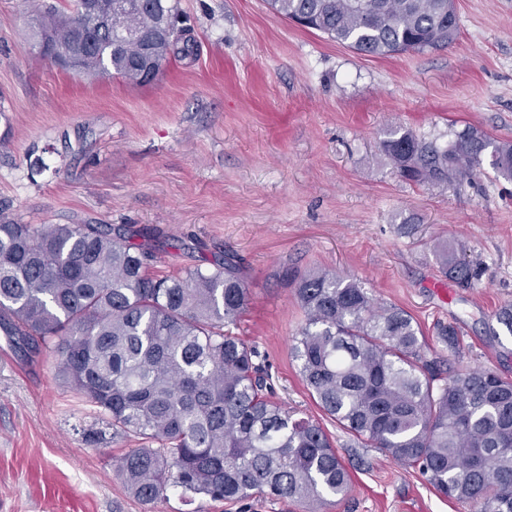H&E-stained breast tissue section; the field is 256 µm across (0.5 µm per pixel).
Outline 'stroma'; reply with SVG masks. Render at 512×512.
Wrapping results in <instances>:
<instances>
[{
	"label": "stroma",
	"instance_id": "obj_1",
	"mask_svg": "<svg viewBox=\"0 0 512 512\" xmlns=\"http://www.w3.org/2000/svg\"><path fill=\"white\" fill-rule=\"evenodd\" d=\"M197 56L133 86L39 55L27 0H0V218L147 230L151 276L232 259L250 290L229 330L255 346L275 398L319 420L349 468L323 512H470L417 470L361 448L320 410L291 354L305 320L285 269L357 278L410 314L431 356L453 324L465 362L512 379V181L490 154L469 179L418 184L381 151L393 129L438 146L466 126L512 144V0H455L450 46L372 57L303 29L265 0H178ZM464 246L483 274L461 290L436 252ZM99 410L0 329V512H304L255 497L169 490L146 505L114 471L131 442L87 446Z\"/></svg>",
	"mask_w": 512,
	"mask_h": 512
}]
</instances>
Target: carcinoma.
I'll return each instance as SVG.
<instances>
[{
	"label": "carcinoma",
	"instance_id": "carcinoma-1",
	"mask_svg": "<svg viewBox=\"0 0 512 512\" xmlns=\"http://www.w3.org/2000/svg\"><path fill=\"white\" fill-rule=\"evenodd\" d=\"M112 27L93 30L83 0L34 10L40 53L68 57L79 73L147 85L138 30L167 29L152 43L156 73L197 50L170 0H130ZM278 15L360 53L437 50L459 34L448 0H267ZM492 148L512 180V144L468 126L441 149L395 131L382 151L399 175L432 184L465 179ZM441 273L460 288L481 270L446 246ZM154 255L110 224L0 222V325L34 355L56 359L62 382L100 408L112 437L137 442L115 464L144 503L171 488L212 501L255 495L304 503L310 512L348 495L351 476L321 424L274 399L258 351L226 331L248 289L226 261L175 277L148 274ZM305 322L294 339L300 376L319 407L357 440L411 467L472 512H512V381L464 365L442 378L422 331L356 279L285 271ZM453 354L456 328L438 329Z\"/></svg>",
	"mask_w": 512,
	"mask_h": 512
}]
</instances>
